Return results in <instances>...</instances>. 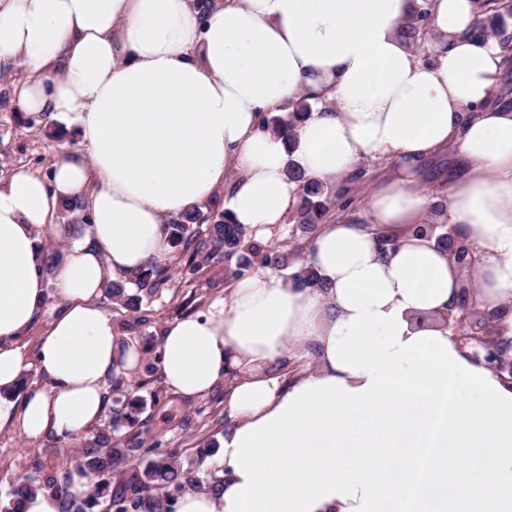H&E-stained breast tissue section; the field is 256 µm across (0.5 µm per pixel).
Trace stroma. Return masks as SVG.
<instances>
[{"mask_svg":"<svg viewBox=\"0 0 512 512\" xmlns=\"http://www.w3.org/2000/svg\"><path fill=\"white\" fill-rule=\"evenodd\" d=\"M20 67L0 68V177L13 170L25 168L40 175L48 174L56 155L64 149H75L79 136L72 127L45 116H30L16 111L11 102L14 82L20 79ZM170 279L161 298L155 300L153 325L136 332H128V339L142 353L144 364H151L163 332L171 322L206 311L218 299L230 296L231 284L226 277L224 262L215 263L213 269L199 284L191 286L179 266L169 270ZM64 309L55 283L47 285V300L30 327L17 339L27 367L22 374L23 383L15 391V399H22L29 389L41 386L43 378L38 371V348L47 326ZM143 384L130 395L143 401L139 416L141 428L147 437L162 441L163 452L176 453L183 465L195 462L197 446L209 437L223 438L224 427L210 423L209 414H228L223 399L229 392L227 383H218L212 394L187 400L173 393L159 374L140 372ZM124 390L110 393L111 406L123 405ZM58 440L48 435L32 439L20 426L0 430V499L5 498L12 483L32 473L33 462H41L45 469L57 468L60 458L54 447Z\"/></svg>","mask_w":512,"mask_h":512,"instance_id":"1","label":"stroma"}]
</instances>
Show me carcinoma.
I'll list each match as a JSON object with an SVG mask.
<instances>
[{
    "label": "carcinoma",
    "mask_w": 512,
    "mask_h": 512,
    "mask_svg": "<svg viewBox=\"0 0 512 512\" xmlns=\"http://www.w3.org/2000/svg\"><path fill=\"white\" fill-rule=\"evenodd\" d=\"M482 19L474 31V37L483 40L490 33L498 36L502 51L512 49V36L503 27L502 14L512 13L508 0H482ZM427 13L418 16L401 27L403 38L424 54L427 29ZM311 111V105L302 100L295 110L284 117L265 114L264 127L296 144V124ZM290 180L298 183L299 203L290 213L295 230L313 240L324 221L331 217L333 200L348 197L349 189L341 192L314 177H309L301 166L291 161L287 167ZM172 244L178 251L171 259L185 267L188 274L197 276L210 270L213 261L222 257L235 262L231 276L240 280L258 269H271L284 275L295 288L323 287L318 275L307 264L299 263L298 239L289 236L276 248L261 244L252 230L235 224L228 212L213 205H203L185 211L171 219ZM426 232L434 237L439 248L459 257L465 253L457 241L455 229L446 224L426 226ZM167 259H151L134 277L109 280L105 294L118 308L133 313L129 324L132 330L152 324L150 310L144 308V300L159 297L168 281ZM141 404L131 400L125 409L113 413L112 423L99 428L95 434L83 439L82 448L75 460L65 457L54 470L35 465L34 473L12 484L7 502L0 504V512H22V505L29 496L42 492L55 497L60 512H143L147 504L155 512H174L171 504L175 496L185 488H218L216 474L204 476L200 467H183L175 463L171 453L160 454L161 441L147 443L136 430L139 419L136 412ZM88 468L100 477L99 483L86 497L76 499L69 493L70 465Z\"/></svg>",
    "instance_id": "cac0c4a2"
}]
</instances>
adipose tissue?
<instances>
[{"label":"adipose tissue","instance_id":"obj_1","mask_svg":"<svg viewBox=\"0 0 512 512\" xmlns=\"http://www.w3.org/2000/svg\"><path fill=\"white\" fill-rule=\"evenodd\" d=\"M0 0V65L22 63L18 111L76 127L50 177L0 182V428L70 440L102 418L112 374L142 355L97 303L108 277L166 248L165 220L218 201L268 236L298 200L287 146L260 115L314 106L296 155L320 181L366 160L398 178L322 225L308 263L320 288L269 270L230 302L171 322L166 386L186 398L231 383L236 421L218 455L222 489L175 512H512V383L463 347L449 310L468 302L512 343V68L473 32L475 0ZM428 11L430 59L399 28ZM451 146L446 194L418 189ZM87 225L67 236L71 200ZM475 258L460 267L427 216ZM69 237L55 270L64 311L41 339L43 386L11 400L16 345L47 299L41 239ZM305 363L289 383L274 369Z\"/></svg>","mask_w":512,"mask_h":512}]
</instances>
